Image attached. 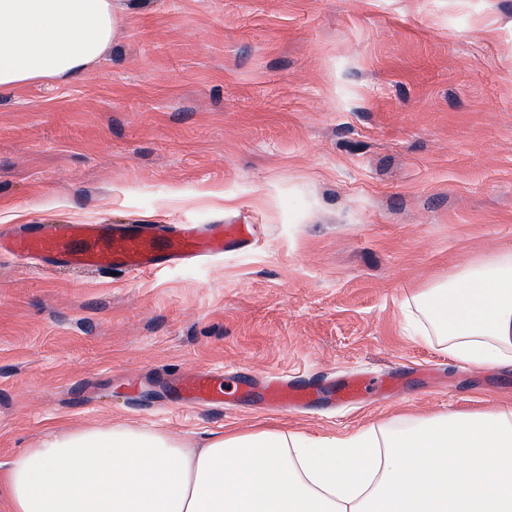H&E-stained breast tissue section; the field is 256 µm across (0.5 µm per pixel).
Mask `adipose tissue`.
<instances>
[{
	"mask_svg": "<svg viewBox=\"0 0 512 512\" xmlns=\"http://www.w3.org/2000/svg\"><path fill=\"white\" fill-rule=\"evenodd\" d=\"M112 0H0V88L73 78L107 51ZM422 338L512 367V252L411 299ZM465 467H457V459ZM11 512H512V410L311 439L228 431L186 443L128 426L55 429L0 472Z\"/></svg>",
	"mask_w": 512,
	"mask_h": 512,
	"instance_id": "ef3b65f1",
	"label": "adipose tissue"
}]
</instances>
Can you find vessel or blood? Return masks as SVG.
<instances>
[{
    "label": "vessel or blood",
    "instance_id": "obj_1",
    "mask_svg": "<svg viewBox=\"0 0 512 512\" xmlns=\"http://www.w3.org/2000/svg\"><path fill=\"white\" fill-rule=\"evenodd\" d=\"M249 224H178L148 228L137 224H36L0 235V255L19 259H47L77 273L119 270L138 275L162 263L208 259L242 246L252 236ZM248 378L233 379L206 369L187 375L179 388L181 399L197 406L218 404L246 388ZM379 385L364 375L342 378L335 397L345 404L360 403ZM317 388L299 380L279 378L264 390L268 401L299 406L313 402Z\"/></svg>",
    "mask_w": 512,
    "mask_h": 512
}]
</instances>
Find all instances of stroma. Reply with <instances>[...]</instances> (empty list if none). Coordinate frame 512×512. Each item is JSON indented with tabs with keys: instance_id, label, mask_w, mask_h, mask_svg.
Masks as SVG:
<instances>
[{
	"instance_id": "stroma-1",
	"label": "stroma",
	"mask_w": 512,
	"mask_h": 512,
	"mask_svg": "<svg viewBox=\"0 0 512 512\" xmlns=\"http://www.w3.org/2000/svg\"><path fill=\"white\" fill-rule=\"evenodd\" d=\"M103 57L0 90V233L251 224L242 249L133 277L0 259V465L50 430L324 438L495 407L512 371L405 328L407 303L512 250V0H116ZM200 368L396 397L180 405ZM379 380L364 375H346L340 381L335 398L345 404H358L379 386Z\"/></svg>"
}]
</instances>
